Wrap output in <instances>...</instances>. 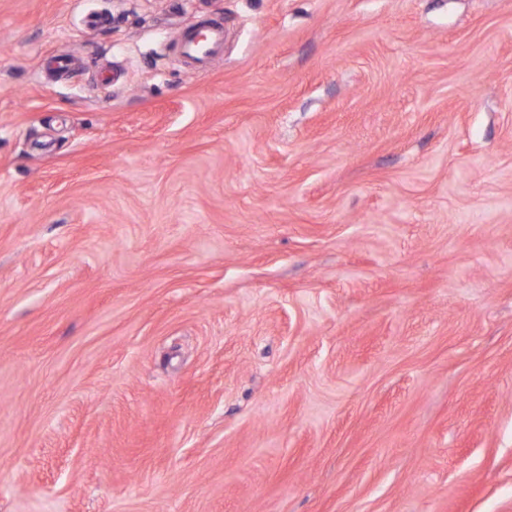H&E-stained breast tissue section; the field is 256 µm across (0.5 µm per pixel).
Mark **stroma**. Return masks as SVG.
I'll return each instance as SVG.
<instances>
[{
	"label": "stroma",
	"mask_w": 512,
	"mask_h": 512,
	"mask_svg": "<svg viewBox=\"0 0 512 512\" xmlns=\"http://www.w3.org/2000/svg\"><path fill=\"white\" fill-rule=\"evenodd\" d=\"M0 512H512V0H0ZM224 29L220 25L213 26L203 36L196 33H185L180 41L183 56L193 63L205 66L217 57L223 48Z\"/></svg>",
	"instance_id": "1"
}]
</instances>
